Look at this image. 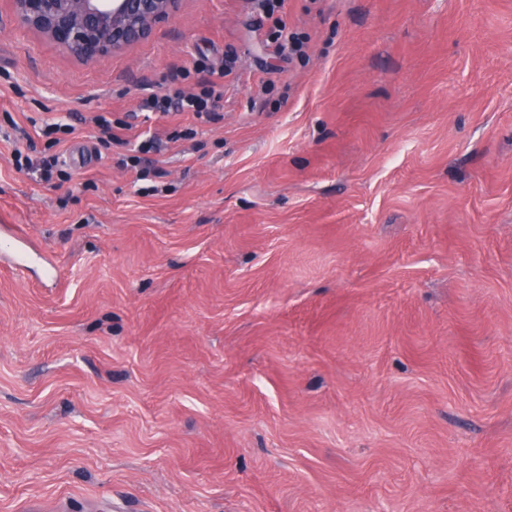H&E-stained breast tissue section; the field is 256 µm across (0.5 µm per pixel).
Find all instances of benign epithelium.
Segmentation results:
<instances>
[{
  "label": "benign epithelium",
  "instance_id": "1",
  "mask_svg": "<svg viewBox=\"0 0 512 512\" xmlns=\"http://www.w3.org/2000/svg\"><path fill=\"white\" fill-rule=\"evenodd\" d=\"M179 0H14L22 23L83 59L120 50L148 36Z\"/></svg>",
  "mask_w": 512,
  "mask_h": 512
}]
</instances>
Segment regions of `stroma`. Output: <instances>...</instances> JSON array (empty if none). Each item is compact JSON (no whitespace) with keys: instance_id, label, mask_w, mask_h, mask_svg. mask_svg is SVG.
Instances as JSON below:
<instances>
[{"instance_id":"1","label":"stroma","mask_w":512,"mask_h":512,"mask_svg":"<svg viewBox=\"0 0 512 512\" xmlns=\"http://www.w3.org/2000/svg\"><path fill=\"white\" fill-rule=\"evenodd\" d=\"M58 118L70 180L17 170ZM1 224L0 512H512V0H181L93 61L0 0ZM223 95V90L216 89L213 83L205 81L202 82L201 90L198 93H185L180 89H173L162 96L151 94L143 99L141 109L148 112L145 114H168L172 111L191 112L198 119L215 123L222 118L216 109ZM42 135L47 138L48 147L52 148L66 143L76 133V127L62 119L47 122L41 129Z\"/></svg>"}]
</instances>
